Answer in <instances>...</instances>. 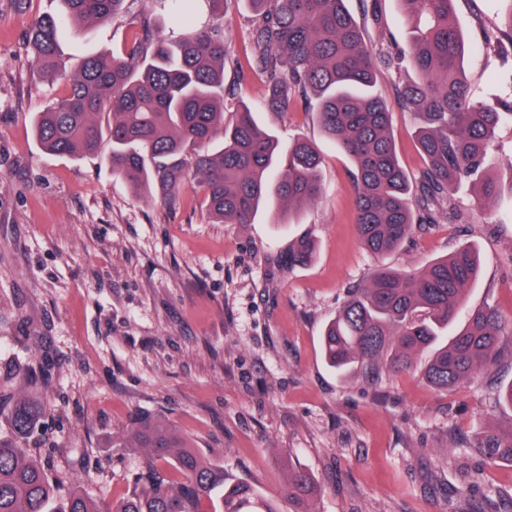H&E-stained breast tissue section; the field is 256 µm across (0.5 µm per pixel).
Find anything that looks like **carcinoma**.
<instances>
[{
  "label": "carcinoma",
  "mask_w": 512,
  "mask_h": 512,
  "mask_svg": "<svg viewBox=\"0 0 512 512\" xmlns=\"http://www.w3.org/2000/svg\"><path fill=\"white\" fill-rule=\"evenodd\" d=\"M241 1L253 9L256 66L267 76L264 106L282 110L300 95L315 101L324 134L353 162L355 219L364 249L379 258L403 248L415 227L469 224L453 193L476 187L480 222L492 217L500 193L490 176L488 146L512 102L488 108L472 98L463 63L473 46L453 21V0H400L412 34L409 62L416 79L398 92L418 121L427 168L411 177L399 164L386 99L374 90L380 67L401 66L400 55L374 54L345 0H209L215 23L178 40L144 22L119 54L85 58L65 95L36 113L32 129L52 154L84 157L109 146L112 173L136 192L155 186L176 201L191 170L204 190L215 224H250L263 206L293 214L323 194L321 156L297 140L280 154L277 139L260 128L253 109L236 108L224 121V65L228 13ZM126 0H62L63 13L38 19L28 47L40 73L59 74L61 33L79 36L119 14ZM315 253L308 237L288 248L290 267ZM479 253L463 245L419 272L379 268L362 287L350 288L321 338L326 363L358 371L376 383L384 373L413 367L432 350L422 377L432 388H462L493 369L512 319L490 306L470 307ZM41 409L0 385V419L11 437L0 439V512H103L79 486L50 476L34 435ZM126 445L145 450L127 495L112 512H280L279 504L245 482L226 477L165 423L141 418ZM478 451L485 463L512 462V417L488 431ZM318 483L288 462V512H315Z\"/></svg>",
  "instance_id": "1"
}]
</instances>
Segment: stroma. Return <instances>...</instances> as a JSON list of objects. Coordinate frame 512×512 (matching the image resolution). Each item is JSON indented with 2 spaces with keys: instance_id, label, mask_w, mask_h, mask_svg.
I'll return each mask as SVG.
<instances>
[{
  "instance_id": "obj_1",
  "label": "stroma",
  "mask_w": 512,
  "mask_h": 512,
  "mask_svg": "<svg viewBox=\"0 0 512 512\" xmlns=\"http://www.w3.org/2000/svg\"><path fill=\"white\" fill-rule=\"evenodd\" d=\"M374 52L409 50L398 0H345ZM474 52L466 80L477 101L512 100V58L484 36L503 30L502 0H454ZM60 0H0V373L46 413L38 443L103 512L128 491L142 459L124 445L133 418L174 427L236 481L281 499L288 462L320 483L316 512H468L471 500L495 512L485 489H455L474 468L487 487L512 492V465H484L473 447L490 425L512 417L494 400L512 384V357L469 386L448 392L422 378L429 353L378 384L338 374L324 361L321 335L347 288L368 283L379 265L420 269L462 244L480 250L481 273L468 304L512 317V120L489 152L503 189L491 224L415 230L384 259L363 248L354 223L350 161L325 139L299 100L283 112L260 108L266 79L254 66L249 11L239 5L227 31L235 63L224 84L254 105L260 126L281 145L313 143L324 162L323 198L295 215L261 209L249 224L212 223L202 188L176 203L140 194L112 173L107 152L71 158L47 153L31 121L63 95L84 58L121 50L151 17L171 38L170 0H128L122 14L83 38L65 35L66 74L45 81L27 49L32 20ZM411 67L383 68L376 88L392 112L402 167L425 166L417 121L397 101ZM303 235L316 253L304 266L281 258ZM55 370L49 386L24 383L27 351Z\"/></svg>"
}]
</instances>
